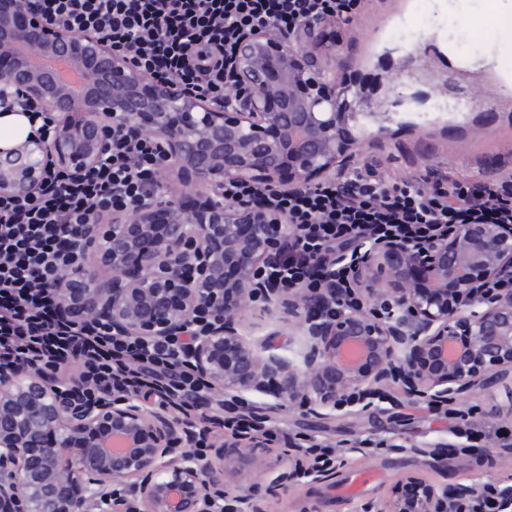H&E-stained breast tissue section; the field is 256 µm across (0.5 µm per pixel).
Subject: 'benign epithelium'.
I'll return each instance as SVG.
<instances>
[{"label": "benign epithelium", "mask_w": 512, "mask_h": 512, "mask_svg": "<svg viewBox=\"0 0 512 512\" xmlns=\"http://www.w3.org/2000/svg\"><path fill=\"white\" fill-rule=\"evenodd\" d=\"M321 22L291 37L247 32L229 67L238 102L226 109L158 82L97 32L72 31L0 0V98L50 118L48 130L0 148V197L35 199L53 169L78 176L116 134H152L164 180L206 190L193 202L150 194L136 212L91 225L85 262L59 288L62 307L106 320L118 336L193 335L185 358L151 383L160 395L187 369L237 399L269 395L321 419L367 414L387 388L447 402L491 379L512 397V224L441 227L420 245L365 237L328 253L342 287L283 288L264 272L288 252L292 225L272 210L224 201V184L301 191L339 178L353 161L356 106L370 89L338 86L305 51ZM232 264L238 276L224 278ZM259 298L288 313L302 336L295 356L260 354L240 314ZM78 375L53 377L22 362L0 373V512H263L291 472L263 467L244 446L204 447L195 421L125 394L81 396ZM259 481L233 491L229 473ZM483 485L448 486L408 475L367 512H463Z\"/></svg>", "instance_id": "obj_1"}]
</instances>
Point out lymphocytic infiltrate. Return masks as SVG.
<instances>
[{"mask_svg":"<svg viewBox=\"0 0 512 512\" xmlns=\"http://www.w3.org/2000/svg\"><path fill=\"white\" fill-rule=\"evenodd\" d=\"M71 28L96 30L124 48L160 81H176L233 105L236 85L224 68L242 31L275 26L294 33L304 20L350 23L360 0H25ZM161 184L152 135L130 127L98 165L74 179L52 174L37 203L0 198V368L27 359L50 371L74 365L88 393L141 387L184 343H145L112 335L107 323L73 329L72 320L43 294L80 266V248L98 214H133ZM224 196L248 198L288 218L295 235L288 255L268 276L283 285L318 288L342 269L312 265L327 245L363 236L413 242L439 224H512V171L487 180L447 176L427 183L395 180L367 166L343 182L293 194L267 195L226 183Z\"/></svg>","mask_w":512,"mask_h":512,"instance_id":"1","label":"lymphocytic infiltrate"}]
</instances>
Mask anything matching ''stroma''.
I'll list each match as a JSON object with an SVG mask.
<instances>
[{
  "instance_id": "stroma-1",
  "label": "stroma",
  "mask_w": 512,
  "mask_h": 512,
  "mask_svg": "<svg viewBox=\"0 0 512 512\" xmlns=\"http://www.w3.org/2000/svg\"><path fill=\"white\" fill-rule=\"evenodd\" d=\"M501 16H512V0H361L350 24L327 25L328 41L317 57L333 69L337 82L383 80L358 119L368 136L355 150V166L374 164L394 177L417 174L431 180L450 173L492 180L512 170V89L503 81L512 74V40L502 34ZM453 75L474 92L471 111L454 114L434 107L433 98ZM419 90L429 93L430 102L395 105L397 95ZM370 112L388 113L391 120L377 127L366 118ZM243 322L283 354L300 346L283 313L255 306L245 311ZM245 399V410L266 420L268 469L293 468L301 457L300 442H338L344 448L327 478L289 482L287 491L267 501L266 512H308L314 506L320 512H364L410 474L451 485L512 481V446L473 439L461 418L467 411L472 422L511 434L512 402L499 385L469 394L459 412L400 396L372 414L335 420L276 410L265 395L249 393ZM457 445L472 447L468 466L453 462ZM366 471L372 480L359 484Z\"/></svg>"
}]
</instances>
